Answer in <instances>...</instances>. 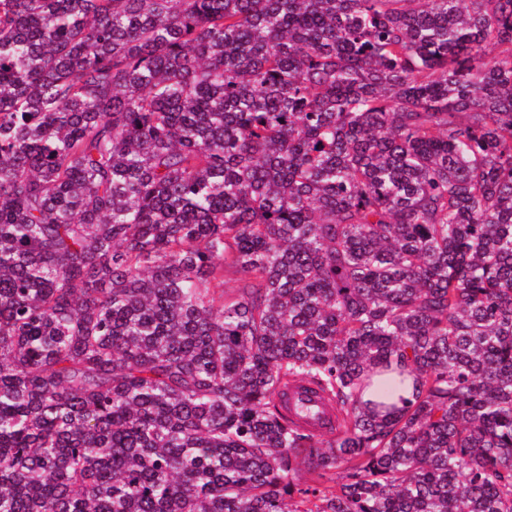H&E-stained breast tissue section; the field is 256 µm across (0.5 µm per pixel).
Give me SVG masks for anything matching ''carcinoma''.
<instances>
[{"instance_id":"cac0c4a2","label":"carcinoma","mask_w":512,"mask_h":512,"mask_svg":"<svg viewBox=\"0 0 512 512\" xmlns=\"http://www.w3.org/2000/svg\"><path fill=\"white\" fill-rule=\"evenodd\" d=\"M0 512H512V0H0ZM285 401L290 411L301 404L310 408L311 417L308 419V426L313 432L318 433L326 429L324 423L331 414L330 406L310 386L303 383L290 385L286 390Z\"/></svg>"}]
</instances>
